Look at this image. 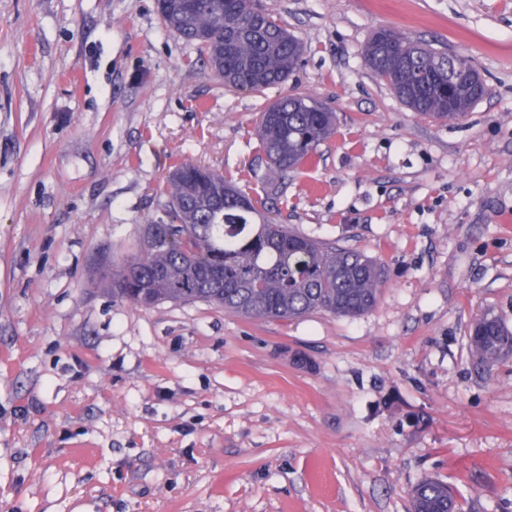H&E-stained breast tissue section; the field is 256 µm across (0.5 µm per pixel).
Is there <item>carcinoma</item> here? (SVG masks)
<instances>
[{"mask_svg":"<svg viewBox=\"0 0 512 512\" xmlns=\"http://www.w3.org/2000/svg\"><path fill=\"white\" fill-rule=\"evenodd\" d=\"M166 28L206 56L224 87L262 93L294 73L302 44L250 0H156ZM368 66L409 109L454 120L484 97L463 58L423 47L391 28L373 31ZM335 130V116L312 95L289 94L260 113L256 135L276 176L314 163ZM170 224H149L139 252L112 260V288L142 307L204 301L252 320L295 319L324 312L355 318L377 303L378 262L355 248L307 238L265 219L263 202L224 175L184 162L167 179ZM468 345L478 365L512 355V329L492 310L477 319ZM411 512H458L448 484L424 478Z\"/></svg>","mask_w":512,"mask_h":512,"instance_id":"cac0c4a2","label":"carcinoma"}]
</instances>
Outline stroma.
Returning a JSON list of instances; mask_svg holds the SVG:
<instances>
[{
  "instance_id": "obj_1",
  "label": "stroma",
  "mask_w": 512,
  "mask_h": 512,
  "mask_svg": "<svg viewBox=\"0 0 512 512\" xmlns=\"http://www.w3.org/2000/svg\"><path fill=\"white\" fill-rule=\"evenodd\" d=\"M304 44L288 81L230 91L155 0H0V512H410L426 476L460 512H512V0H254ZM385 26L471 62L463 117L405 107L361 50ZM336 114L272 179L283 95ZM187 161L278 223L377 259L357 318L141 307L102 282L169 223ZM468 345L477 364L489 368L512 355V329L494 311L487 310L473 323Z\"/></svg>"
}]
</instances>
